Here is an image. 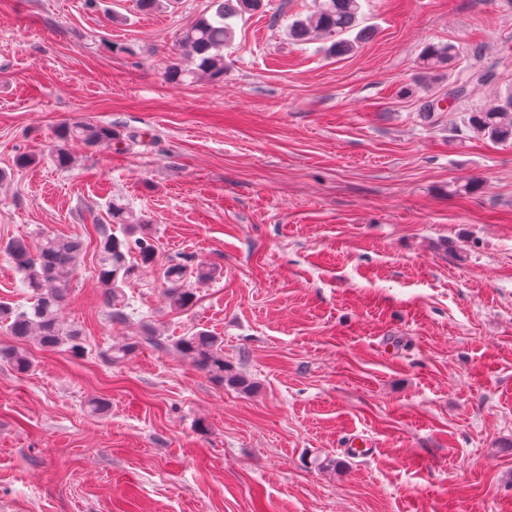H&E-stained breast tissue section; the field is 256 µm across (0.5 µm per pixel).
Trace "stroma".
I'll return each instance as SVG.
<instances>
[{"label":"stroma","mask_w":512,"mask_h":512,"mask_svg":"<svg viewBox=\"0 0 512 512\" xmlns=\"http://www.w3.org/2000/svg\"><path fill=\"white\" fill-rule=\"evenodd\" d=\"M209 5L0 0V239L95 237L118 196L157 246L114 324L86 252L82 355L0 331L34 361L0 363V512H512V144L425 125L402 92L446 42L460 56L429 91L477 47L497 78L476 99L512 88V0H363L370 33L340 56L288 36L313 0H268L235 20L223 80L166 81ZM63 121L121 138L61 170ZM177 258L216 269L186 310L164 297ZM203 328L252 393L173 349ZM356 437L367 455H345Z\"/></svg>","instance_id":"stroma-1"}]
</instances>
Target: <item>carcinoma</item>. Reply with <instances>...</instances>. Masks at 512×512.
<instances>
[{
    "label": "carcinoma",
    "mask_w": 512,
    "mask_h": 512,
    "mask_svg": "<svg viewBox=\"0 0 512 512\" xmlns=\"http://www.w3.org/2000/svg\"><path fill=\"white\" fill-rule=\"evenodd\" d=\"M314 10L288 24V36L300 42L318 38L332 40L329 50L335 55L346 54L365 39V30H356L362 14V0H314ZM262 0H211L210 14H203L181 30L178 44L186 50L187 62L168 65L165 78L179 82L186 76L203 73L213 80L224 78V45L232 39V21L259 10ZM355 33L350 38L348 34ZM454 44L433 43L424 48L420 68L427 78H437L458 57ZM474 65L448 86V93L418 99L417 112L432 124L442 112L452 111L463 104L464 124L472 132L497 143H512V91L486 104L473 99V90L493 81L492 66L481 63V51L473 50ZM449 100L446 108L439 102ZM120 138L110 125L91 122H62L54 129V146L49 154L53 164L61 169L71 167L70 147L80 143L95 147ZM120 225L118 236L111 225ZM97 281L109 321L125 318L124 286L135 267L154 264L156 247L151 224L145 215L136 213L123 199L112 198L106 209V219L97 225ZM0 252L12 262L23 284L31 291V304L15 307L0 301V328L17 339L33 340L48 351L65 348L75 354L84 350L82 332L65 318L70 301V281L81 265L86 252L79 236L43 233L35 242L25 238L0 241ZM163 276L167 283L165 295L171 307L184 310L196 298L190 279L198 283L209 281L214 269L204 262L190 268L181 262L169 264ZM172 347L217 385H229L243 393L253 390V382L244 374L231 370L224 360V341L207 330L180 336ZM0 362L19 373L33 367L24 350L0 348Z\"/></svg>",
    "instance_id": "1"
}]
</instances>
